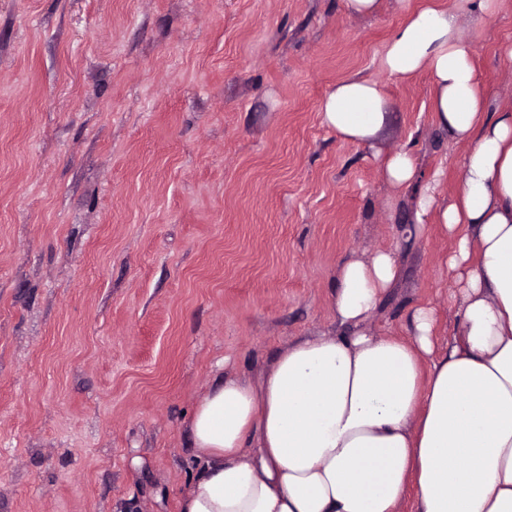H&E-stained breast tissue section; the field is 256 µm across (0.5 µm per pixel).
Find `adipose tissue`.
Returning <instances> with one entry per match:
<instances>
[{"label": "adipose tissue", "mask_w": 512, "mask_h": 512, "mask_svg": "<svg viewBox=\"0 0 512 512\" xmlns=\"http://www.w3.org/2000/svg\"><path fill=\"white\" fill-rule=\"evenodd\" d=\"M398 3L407 17L381 65L399 80L428 70L439 128L470 150L449 199L408 150L387 156L382 174L394 189L418 187L417 227L435 220L457 237L445 264L460 334L434 349L425 306L409 339L372 333L398 257L350 255L335 282L339 333L298 340L258 381H219L197 402V473L179 512H398L411 485L414 512H512V110L486 115L456 14ZM389 108L377 81L352 75L327 94L322 119L368 144Z\"/></svg>", "instance_id": "obj_1"}]
</instances>
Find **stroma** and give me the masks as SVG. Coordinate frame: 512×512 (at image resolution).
Masks as SVG:
<instances>
[{
  "label": "stroma",
  "mask_w": 512,
  "mask_h": 512,
  "mask_svg": "<svg viewBox=\"0 0 512 512\" xmlns=\"http://www.w3.org/2000/svg\"><path fill=\"white\" fill-rule=\"evenodd\" d=\"M458 16L487 112L512 109V0ZM397 0H0V512H178L196 470L187 422L221 376L254 377L286 345L336 331V272L394 249L400 274L368 322L459 333L443 264L411 194L382 176L405 148L440 191L468 144L430 108L432 80L379 59ZM377 81L393 109L373 146L320 110L336 82Z\"/></svg>",
  "instance_id": "obj_1"
}]
</instances>
